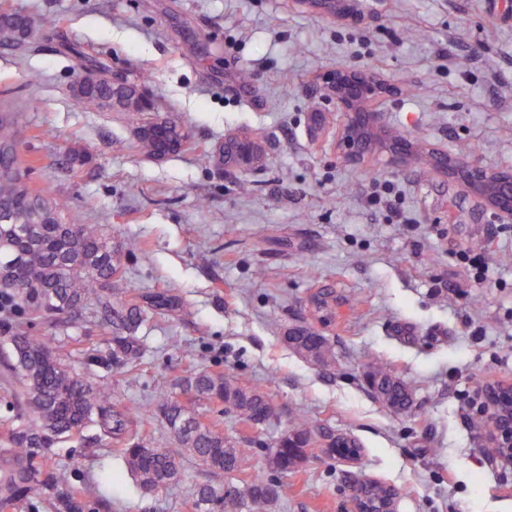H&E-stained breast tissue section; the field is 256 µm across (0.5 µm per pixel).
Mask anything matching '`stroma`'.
<instances>
[{
  "label": "stroma",
  "mask_w": 512,
  "mask_h": 512,
  "mask_svg": "<svg viewBox=\"0 0 512 512\" xmlns=\"http://www.w3.org/2000/svg\"><path fill=\"white\" fill-rule=\"evenodd\" d=\"M35 28L19 48L0 46V109L20 116L19 155L33 188L51 187L70 215L104 225L121 254L113 289L166 292L183 312L156 311L139 326L124 368L94 311L39 322L76 372L111 382L121 402L159 391L193 402L192 371L223 372L265 391L271 422L246 428L235 413L200 405L204 420L241 439L253 465L294 414L345 432L363 452L349 464L313 449L285 476L287 494L255 512H354L357 478L398 490V512H512V461L485 442L479 390L512 381V223L420 161L375 154L361 165L336 145L345 116L325 95L336 66L369 69L400 86L379 100L384 127L423 147L485 168L512 166V18L501 0H360L354 18L297 0H5ZM89 58L142 83L156 115L186 128L196 149L160 161L132 148L146 112H83L70 87ZM41 80L30 83V74ZM321 114L324 134L312 137ZM260 140V157L234 172L201 150L228 133ZM93 159L72 171L70 150ZM141 250H131V242ZM483 260L474 279L460 252ZM336 300L321 324L309 300ZM294 326L326 336L327 366L282 341ZM24 319L0 311V418L22 386L6 368ZM378 358L409 384L414 403L391 413L365 382ZM53 459L67 483L111 477L97 512H189L194 486L223 483L185 458L180 482L142 492L95 428L62 439Z\"/></svg>",
  "instance_id": "1"
}]
</instances>
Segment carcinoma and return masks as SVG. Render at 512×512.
<instances>
[{"instance_id":"obj_1","label":"carcinoma","mask_w":512,"mask_h":512,"mask_svg":"<svg viewBox=\"0 0 512 512\" xmlns=\"http://www.w3.org/2000/svg\"><path fill=\"white\" fill-rule=\"evenodd\" d=\"M26 13L0 8V44H19L31 32ZM98 74L95 82L71 87L75 105L83 112L110 111L118 105L136 110L140 94L133 85L115 86L103 79L112 73L101 60L92 62ZM19 115L0 112V145L17 146ZM136 151L156 156L160 141L155 124L143 127ZM19 166L18 153L0 154V207L11 211V223L0 224V307L10 309L28 322L63 314H80L97 305L112 328L122 333L124 351H135L132 332L146 310H182L166 293L143 297L144 305L133 304L126 293L109 291L118 273L112 241L99 224H81L65 218L67 203L49 187L35 190L5 173ZM291 349L317 364L331 358L325 339L306 328H294L283 337ZM13 362L9 365L23 386L20 412L6 420L0 440V512H25L45 504L51 512H89L88 500L63 488L49 449L67 436L93 425L98 437L109 439L128 471L145 491L155 492L180 480L182 459L193 458L224 484H199L191 493L194 512H224L231 505L237 512L279 500L286 485L250 464L237 441L202 422L197 411L159 392L153 408L143 410L114 400L112 383L93 382L75 372L60 357L53 339L24 331L10 336ZM366 380L385 406L399 413L411 402L407 386L373 360ZM187 387L210 403L222 404L239 413L247 424L266 421L273 407L260 388L237 378L206 370L187 377ZM161 418L175 448H155L143 435L145 423ZM313 425L296 415L271 448L267 449L270 469L280 475L296 472L313 445Z\"/></svg>"}]
</instances>
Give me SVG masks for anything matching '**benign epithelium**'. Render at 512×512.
<instances>
[{"mask_svg": "<svg viewBox=\"0 0 512 512\" xmlns=\"http://www.w3.org/2000/svg\"><path fill=\"white\" fill-rule=\"evenodd\" d=\"M336 15H355L352 7L342 8L343 0H299ZM327 96L345 113L347 121L341 129L338 146L345 159L360 164L372 154L374 132L381 127V113L374 103L393 93V87L375 73L349 67H338L326 81ZM389 163L400 165L413 159L426 160L433 169L458 183L464 190L494 210L502 219L512 221V169H487L440 150L418 153L409 139L390 142ZM258 144L245 134L224 139V165L233 169L256 159ZM480 399L489 418L487 442L491 448H501L512 456V382L497 380L484 385Z\"/></svg>", "mask_w": 512, "mask_h": 512, "instance_id": "1", "label": "benign epithelium"}]
</instances>
